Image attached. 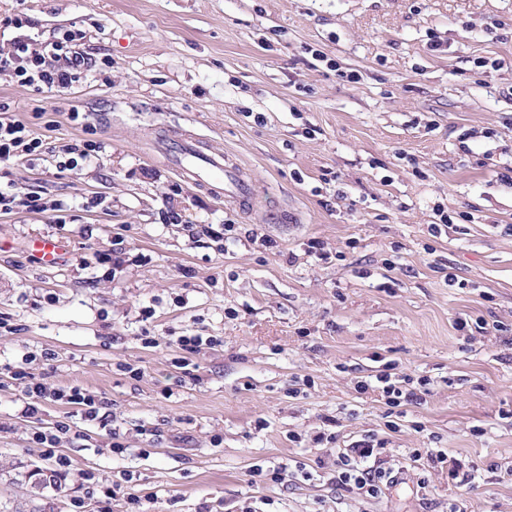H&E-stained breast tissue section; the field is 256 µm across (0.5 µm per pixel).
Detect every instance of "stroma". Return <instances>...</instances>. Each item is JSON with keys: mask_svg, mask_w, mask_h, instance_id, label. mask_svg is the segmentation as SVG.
<instances>
[{"mask_svg": "<svg viewBox=\"0 0 512 512\" xmlns=\"http://www.w3.org/2000/svg\"><path fill=\"white\" fill-rule=\"evenodd\" d=\"M20 9L41 39L82 31L95 67L53 95L0 73V102L52 147L85 113L103 149L12 168V193L42 186L65 221L0 212V512H71L74 495L129 512L112 483L145 512H512V0H0ZM176 131L241 164L250 208L172 171L159 140ZM38 235L63 243L54 266ZM115 246L123 265L101 266ZM180 336L216 343L184 370ZM31 353L107 420L53 402L24 417L10 370ZM387 364L429 382L392 422ZM60 421V453L100 491L32 495L27 472L54 470L34 435ZM370 432L402 470L376 499L332 481Z\"/></svg>", "mask_w": 512, "mask_h": 512, "instance_id": "obj_1", "label": "stroma"}]
</instances>
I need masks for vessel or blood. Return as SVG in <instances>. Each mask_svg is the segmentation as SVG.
<instances>
[{
	"label": "vessel or blood",
	"instance_id": "1",
	"mask_svg": "<svg viewBox=\"0 0 512 512\" xmlns=\"http://www.w3.org/2000/svg\"><path fill=\"white\" fill-rule=\"evenodd\" d=\"M161 146L171 167L186 183L218 199L228 196L240 205L252 204V182L227 155L205 151L197 138L179 133L163 138Z\"/></svg>",
	"mask_w": 512,
	"mask_h": 512
}]
</instances>
